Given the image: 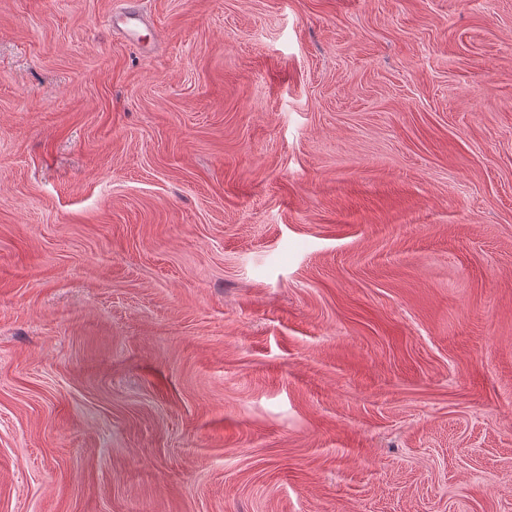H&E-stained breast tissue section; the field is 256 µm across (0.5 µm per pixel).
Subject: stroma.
<instances>
[{
	"instance_id": "1",
	"label": "stroma",
	"mask_w": 512,
	"mask_h": 512,
	"mask_svg": "<svg viewBox=\"0 0 512 512\" xmlns=\"http://www.w3.org/2000/svg\"><path fill=\"white\" fill-rule=\"evenodd\" d=\"M0 512H512V0H0ZM106 24L142 53H148L152 45L143 42L141 30L147 25L144 15L135 9H113L106 17Z\"/></svg>"
}]
</instances>
